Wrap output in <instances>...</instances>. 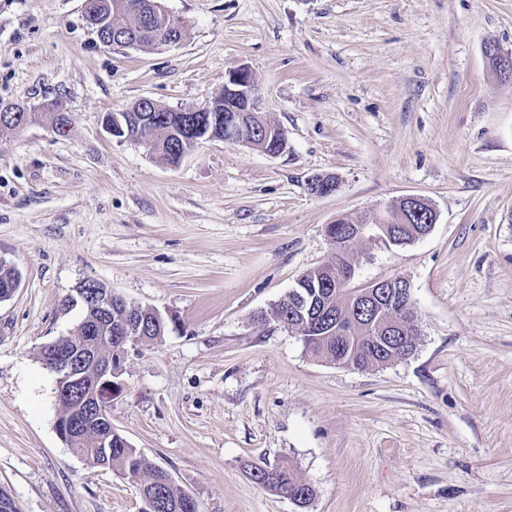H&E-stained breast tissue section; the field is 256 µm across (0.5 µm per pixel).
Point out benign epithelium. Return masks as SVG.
Here are the masks:
<instances>
[{
	"label": "benign epithelium",
	"mask_w": 512,
	"mask_h": 512,
	"mask_svg": "<svg viewBox=\"0 0 512 512\" xmlns=\"http://www.w3.org/2000/svg\"><path fill=\"white\" fill-rule=\"evenodd\" d=\"M87 9L93 18V25L98 30H108L111 16L133 14L140 19L139 36H149L156 46H172L179 43L174 32L177 23L160 5L158 0H146L144 4L132 5L122 0L111 4L109 0H87ZM224 111L228 112L227 122L231 131L228 141L243 147H252L253 140L263 135L275 140V151L272 155L281 154L287 144V135L283 129L272 124L258 107L257 84L252 71L244 66L230 69L224 80ZM387 235L380 224H363L356 231V239L377 242ZM410 283L401 277L378 282L375 287L357 295L359 304L372 308L378 305L382 297L400 290V301L391 303L388 309L377 319V344L398 345L406 341V334L415 328L414 320L406 313L402 300L407 297ZM81 299L93 304L103 313L112 314V303L118 296L108 289H100L98 293L87 291L81 293ZM119 338L114 348L115 356L102 359L97 356V349L91 344L93 337L72 343L66 336L59 342L45 366L58 375L57 398L87 392L88 404L67 416L56 420V431L66 444H71L77 434L93 427L112 430V420L104 412L105 407L112 405L114 398L121 391L120 384L115 381L122 365L128 346L137 343L141 328L133 322H125L118 329Z\"/></svg>",
	"instance_id": "benign-epithelium-1"
}]
</instances>
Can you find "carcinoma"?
<instances>
[{
  "instance_id": "obj_1",
  "label": "carcinoma",
  "mask_w": 512,
  "mask_h": 512,
  "mask_svg": "<svg viewBox=\"0 0 512 512\" xmlns=\"http://www.w3.org/2000/svg\"><path fill=\"white\" fill-rule=\"evenodd\" d=\"M156 130L155 143L150 152L159 155L167 164L178 165L185 154L194 146L187 127L202 128V134L211 139L224 138V124L220 121L218 112H173L159 104L153 105L149 113ZM431 218V211L424 209L406 222L402 221L400 209L390 203L385 210L371 218L359 220L361 224H402L399 233L404 235L408 243ZM352 222L340 219L326 227V235L336 249L334 259L326 264L315 266L298 279L296 285L272 308L270 313L258 315L255 322L264 325L272 320L283 327L295 332L303 342L304 347L314 356L331 363L345 357L351 360V367L364 370L380 366L388 360H398L410 355L414 343H409L406 349L394 355H384L367 343L371 327L366 325L347 339L344 348L336 343V334L330 329L322 331L320 336H311L307 330V322L312 319L324 320L325 316L334 317L355 313L354 302L356 292L350 288L354 275V265L351 261L353 240L348 238ZM19 284L18 273L11 269L0 267V299L9 297L10 290ZM97 312L84 310L76 335L99 337L100 353L110 352L111 345L108 336L112 330L96 324ZM125 318H135L143 325V336L139 342H150L164 336L173 328V320L156 309L137 308L127 302L112 305V325H117ZM102 435L97 428L92 429L86 436L71 443V448L79 455L91 460L93 464L103 468L116 470L124 475L137 479L140 483L142 499L150 500L155 505L156 512H189L186 499L189 494L183 491L171 476L151 462L142 452L134 448L124 437L112 439V455L100 458L94 442ZM253 480L260 486L279 493L285 497L297 494L300 496L299 507L308 506L315 496V489L302 480L291 469L288 463H277L273 466L254 465L250 471Z\"/></svg>"
}]
</instances>
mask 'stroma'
Masks as SVG:
<instances>
[{"instance_id":"1","label":"stroma","mask_w":512,"mask_h":512,"mask_svg":"<svg viewBox=\"0 0 512 512\" xmlns=\"http://www.w3.org/2000/svg\"><path fill=\"white\" fill-rule=\"evenodd\" d=\"M179 44L110 47L84 0H0V103L57 97L0 135V490L19 512H141L136 479L94 466L56 432L42 346L75 334L77 289L102 283L172 316L129 347L112 428L199 512H302L247 466L288 461L304 512H512V0H160ZM254 74L276 156L203 140L178 166L108 135L102 118L148 97L200 108L229 69ZM338 190L312 195L309 177ZM437 212L403 247L359 243L352 287L412 286L415 352L366 370L313 357L257 325L325 234L392 199ZM49 110H51L49 103H47V104L41 103L37 106L29 107V108L25 107V109L21 112H27L28 120L25 123H21L19 120H17L13 125L6 126L5 128H2V126L0 124V133L3 134V133H9V132H13V131H19V130L25 128L28 124L37 120L39 118V116L42 117L43 115L51 117L52 123H55L57 118H59V115L56 112L66 113V115L63 116V118L66 120L65 124L66 125L69 124V115L67 112L64 111V109L58 108L55 110V112H49ZM44 111H48V112H44Z\"/></svg>"}]
</instances>
